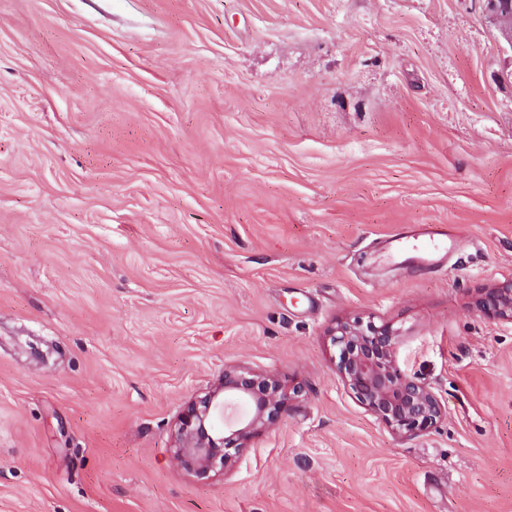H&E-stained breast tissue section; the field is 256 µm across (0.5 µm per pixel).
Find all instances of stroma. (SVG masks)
<instances>
[{"label": "stroma", "mask_w": 512, "mask_h": 512, "mask_svg": "<svg viewBox=\"0 0 512 512\" xmlns=\"http://www.w3.org/2000/svg\"><path fill=\"white\" fill-rule=\"evenodd\" d=\"M446 224L441 267L394 237ZM512 47L481 0H0V512H512ZM399 328L394 434L326 330ZM229 366L301 396L174 457ZM475 306L490 320L512 322V279L485 288Z\"/></svg>", "instance_id": "1"}]
</instances>
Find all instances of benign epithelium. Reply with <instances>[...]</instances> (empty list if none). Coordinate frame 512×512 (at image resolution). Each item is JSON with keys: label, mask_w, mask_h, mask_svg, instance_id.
Instances as JSON below:
<instances>
[{"label": "benign epithelium", "mask_w": 512, "mask_h": 512, "mask_svg": "<svg viewBox=\"0 0 512 512\" xmlns=\"http://www.w3.org/2000/svg\"><path fill=\"white\" fill-rule=\"evenodd\" d=\"M482 2L512 48V0ZM475 306L490 320L512 322V279L484 289ZM398 338L393 324L372 318L340 319L328 330L336 370L350 394L394 433H427L445 409L427 383L401 369ZM301 392L299 384L274 375L224 369L218 385L183 410L175 457L188 473L201 478L232 468L250 438L287 413Z\"/></svg>", "instance_id": "1"}]
</instances>
